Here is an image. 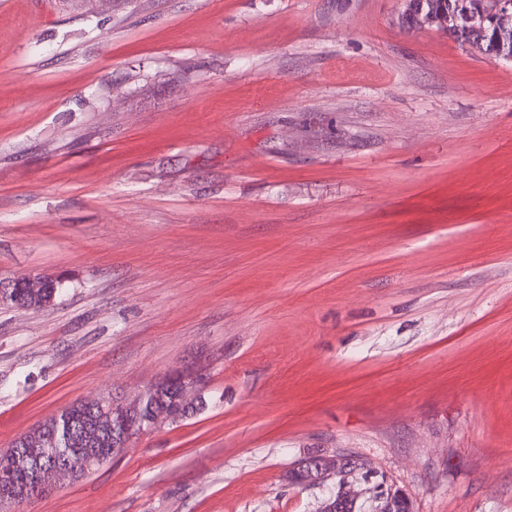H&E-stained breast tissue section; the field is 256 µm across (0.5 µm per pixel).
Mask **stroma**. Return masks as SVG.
Returning a JSON list of instances; mask_svg holds the SVG:
<instances>
[{"instance_id": "35a3bbf8", "label": "stroma", "mask_w": 512, "mask_h": 512, "mask_svg": "<svg viewBox=\"0 0 512 512\" xmlns=\"http://www.w3.org/2000/svg\"><path fill=\"white\" fill-rule=\"evenodd\" d=\"M401 0H0V450L198 372L206 406L0 512H512V66ZM57 278L58 277L46 276L41 273H29L25 276L6 281L0 279V296L6 290L5 288H9V290L4 293L3 297L0 299V304L22 309H39L47 307L53 303V300L51 299L56 300L63 293V281H58L53 288H47V281L55 280ZM18 280L27 284L29 288H24L20 284H16L15 288H10L14 285V282ZM33 288L40 289L34 290ZM43 302H46V304H43L42 306H32L40 305ZM378 471L367 461L352 454L326 456L321 454L304 457L288 468L285 479L301 487H321L335 480L336 490L321 503L319 512H356L359 499L365 493L371 496V512H414L406 493L395 486H388L382 476L372 490L360 488L369 483ZM374 488V489H375Z\"/></svg>"}]
</instances>
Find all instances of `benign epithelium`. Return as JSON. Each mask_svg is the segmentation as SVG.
<instances>
[{
    "label": "benign epithelium",
    "instance_id": "obj_1",
    "mask_svg": "<svg viewBox=\"0 0 512 512\" xmlns=\"http://www.w3.org/2000/svg\"><path fill=\"white\" fill-rule=\"evenodd\" d=\"M403 4L406 5L405 14L402 15L404 21L412 20L421 28L448 25V20L442 14H416L410 0H403ZM511 13L512 0H483L479 8L474 10L467 8L463 12L466 32L483 33L487 25H492ZM196 382L197 374L194 370L176 368L155 386L131 397L112 399V415L121 417L118 426L112 428V434L117 441L116 447L123 451L139 434L174 421L173 416L164 407L155 411L150 419L143 418L145 404L147 400L156 396V392L174 384L177 386L174 402L190 407L196 402L194 395ZM84 452L85 457L77 463L72 459L54 457L50 464L44 465L43 457L36 458L34 490H45L51 478L75 477L80 465L87 470L104 464L101 458L93 455V449L86 448ZM376 476L378 471L370 463L355 455L316 454L304 457L290 466L285 479L291 484L305 488L321 487L329 481L336 482V489L330 491L323 500L319 512H356L358 501L365 493L370 494L371 512H414L410 499L398 487L388 486L384 481L379 482L374 490L360 487V483H369Z\"/></svg>",
    "mask_w": 512,
    "mask_h": 512
}]
</instances>
